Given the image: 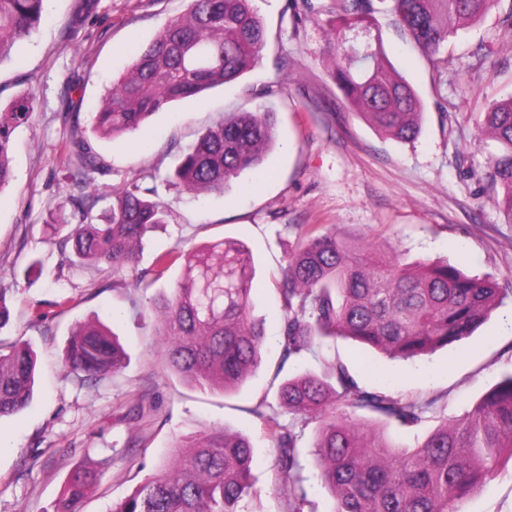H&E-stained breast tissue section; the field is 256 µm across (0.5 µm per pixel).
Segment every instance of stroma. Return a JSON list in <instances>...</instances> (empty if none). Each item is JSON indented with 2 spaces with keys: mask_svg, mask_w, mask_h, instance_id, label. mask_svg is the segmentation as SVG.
Returning <instances> with one entry per match:
<instances>
[{
  "mask_svg": "<svg viewBox=\"0 0 512 512\" xmlns=\"http://www.w3.org/2000/svg\"><path fill=\"white\" fill-rule=\"evenodd\" d=\"M49 0L33 36L0 64V105L33 92L35 110L13 134V180L0 191V289L11 312L0 340L29 342L37 355L36 391L20 414L0 420V512H61L64 485L76 468L100 480L82 512H108L166 461L172 445L210 429L247 435L253 446V489L244 512H286L277 490L276 442L255 414L276 415L301 450L305 512H331L333 499L316 477V421L282 407L281 382L345 364L357 384L425 403L413 427L389 426L392 440L414 446L438 426L457 422L512 373V223L490 198L491 146L478 124L486 110L512 95V39L499 21L512 0H499L479 25L451 38L433 66L389 19L378 21L385 51L423 103L417 139L378 133L347 106L333 81L324 19L294 21L285 0H254L269 32L260 65L242 80L207 91L152 116L134 134L101 139L93 116L131 65L136 46L151 41L189 0ZM76 37H69V27ZM282 83V92L262 95ZM268 108L279 144L248 190L191 198L165 175L198 134L237 110ZM86 136L103 166L95 179L120 187L143 179L169 213L153 232L136 270L153 267L156 252L231 237L256 262V316L265 323L263 361L248 383L227 395L180 382L162 364L149 297L132 275L76 267L47 224L50 207L78 215L70 196L66 147ZM300 224L334 227L342 236L408 258L445 260L488 276L502 299L461 344L419 358L393 360L344 338L283 358V312L276 281ZM99 319L119 336L121 368L94 385L64 363L66 340L80 322ZM458 512H512V462Z\"/></svg>",
  "mask_w": 512,
  "mask_h": 512,
  "instance_id": "stroma-1",
  "label": "stroma"
}]
</instances>
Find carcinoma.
Wrapping results in <instances>:
<instances>
[{
	"instance_id": "1",
	"label": "carcinoma",
	"mask_w": 512,
	"mask_h": 512,
	"mask_svg": "<svg viewBox=\"0 0 512 512\" xmlns=\"http://www.w3.org/2000/svg\"><path fill=\"white\" fill-rule=\"evenodd\" d=\"M47 0H0V63L39 27ZM293 10L326 16L332 78L345 102L375 129L398 141L421 132L424 104L389 62L381 34L356 41L359 27L372 31L376 15L391 18L429 56L448 38L483 21L495 0H286ZM268 43L265 24L252 0H190L143 46L131 67L112 84L94 117V131L120 137L176 102L234 83L258 66ZM28 91L0 107V190L12 180L11 140L34 112ZM481 131L494 142L490 155L495 202L512 223V96L484 113ZM272 112H229L205 129L183 153L171 180L183 190L226 196L243 187L240 178L259 172L276 142ZM103 167L91 145L75 138L67 170L82 189L79 222L60 248L76 265L102 264L120 275L134 267L146 235L166 223L154 190L134 181L114 191L84 190ZM183 274L171 293L151 299L166 369L183 383L220 391L241 388L261 362L265 330L253 315L255 262L240 240L211 242L199 249L179 246L158 254L148 288L175 264ZM283 358L327 338L343 336L391 357L412 359L461 343L485 321L500 295L488 277L470 276L446 262L401 261L385 251H361L347 238L317 224L297 226V240L282 268ZM125 351L106 324L77 325L65 349V364L96 383L119 369ZM36 354L27 343L0 342V419L32 402ZM278 397L288 410L319 422L313 445L318 478L334 499L333 512H457L456 503L512 461V374L484 394L453 427L428 433L403 447L383 431L362 432L357 411L412 427L421 407L379 391L360 388L341 362L330 373L305 372L284 380ZM263 415V412H258ZM265 416V415H263ZM276 440L275 468L288 512H304L297 437L265 416ZM170 459L110 512H240L251 487L249 438L225 429L202 432L178 443ZM98 474L72 473L65 488L67 512L79 506Z\"/></svg>"
}]
</instances>
